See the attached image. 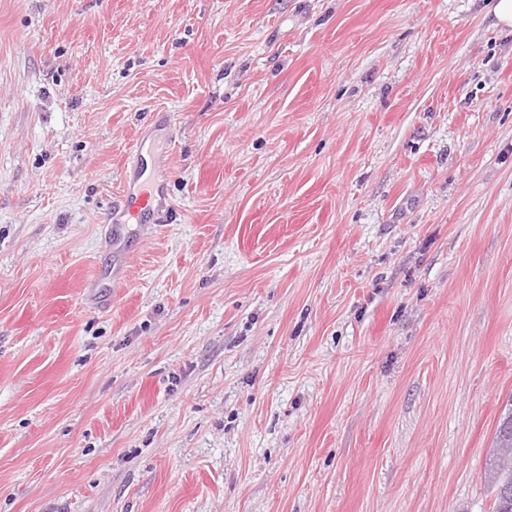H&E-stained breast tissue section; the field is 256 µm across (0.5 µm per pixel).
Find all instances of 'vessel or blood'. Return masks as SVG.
Segmentation results:
<instances>
[{
  "label": "vessel or blood",
  "instance_id": "b4317fda",
  "mask_svg": "<svg viewBox=\"0 0 512 512\" xmlns=\"http://www.w3.org/2000/svg\"><path fill=\"white\" fill-rule=\"evenodd\" d=\"M172 209L163 185L143 182L138 175L124 172L121 192L105 219L106 236L120 238L127 224H161Z\"/></svg>",
  "mask_w": 512,
  "mask_h": 512
}]
</instances>
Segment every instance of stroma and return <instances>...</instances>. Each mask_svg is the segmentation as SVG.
I'll list each match as a JSON object with an SVG mask.
<instances>
[{
	"mask_svg": "<svg viewBox=\"0 0 512 512\" xmlns=\"http://www.w3.org/2000/svg\"><path fill=\"white\" fill-rule=\"evenodd\" d=\"M492 0H0V512H492ZM174 209L131 225L125 165Z\"/></svg>",
	"mask_w": 512,
	"mask_h": 512,
	"instance_id": "35a3bbf8",
	"label": "stroma"
}]
</instances>
